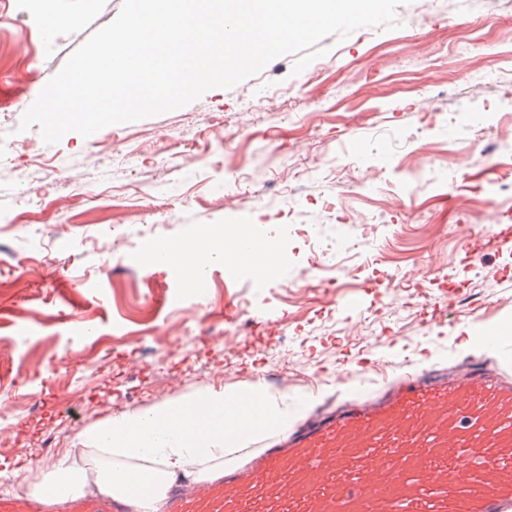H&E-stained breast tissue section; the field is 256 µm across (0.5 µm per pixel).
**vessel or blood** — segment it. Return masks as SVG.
<instances>
[{
	"instance_id": "obj_1",
	"label": "vessel or blood",
	"mask_w": 512,
	"mask_h": 512,
	"mask_svg": "<svg viewBox=\"0 0 512 512\" xmlns=\"http://www.w3.org/2000/svg\"><path fill=\"white\" fill-rule=\"evenodd\" d=\"M0 512H132L128 498L54 504L0 490ZM164 512H512V368L398 370L388 387L320 412L228 465L176 482Z\"/></svg>"
}]
</instances>
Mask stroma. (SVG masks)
Instances as JSON below:
<instances>
[{
    "label": "stroma",
    "instance_id": "stroma-1",
    "mask_svg": "<svg viewBox=\"0 0 512 512\" xmlns=\"http://www.w3.org/2000/svg\"><path fill=\"white\" fill-rule=\"evenodd\" d=\"M50 4L80 24L49 36L35 0H0V144L19 147L0 158V447L23 451L0 456V489L30 488L63 458L89 465L113 410L232 391L276 357L293 359L294 381L267 390L302 419L376 390L386 362L454 366L512 331V244L475 250L512 183V151H484L512 132V14L412 0L398 29L329 36L179 109L48 145L20 130L23 114L123 0ZM243 224L274 242L278 281L214 262L194 301L179 268L145 273L112 252L116 227L165 243ZM326 238L365 239L345 259L356 276L307 270ZM387 274L413 307L374 287ZM349 360L360 376L343 385Z\"/></svg>",
    "mask_w": 512,
    "mask_h": 512
}]
</instances>
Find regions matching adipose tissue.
<instances>
[{
    "mask_svg": "<svg viewBox=\"0 0 512 512\" xmlns=\"http://www.w3.org/2000/svg\"><path fill=\"white\" fill-rule=\"evenodd\" d=\"M270 252L268 241L244 227L228 238L206 230L189 241L162 244L153 261L178 266L192 277L210 261L231 255L242 264L252 258L264 263ZM247 394L255 408L242 414V424L233 432L224 426V411L238 400L235 392L160 402L148 410L105 421L91 438L99 452L93 468L61 460L33 485L32 492L54 499L83 493L92 482L102 495L123 496L141 485L145 493L134 504L140 512H148L165 498L177 476L219 477L224 472L225 453L244 447L254 437L287 430L291 412L279 407L262 385H251Z\"/></svg>",
    "mask_w": 512,
    "mask_h": 512,
    "instance_id": "ef3b65f1",
    "label": "adipose tissue"
}]
</instances>
